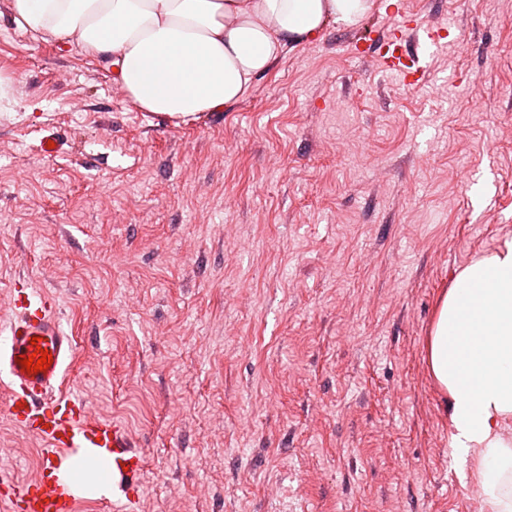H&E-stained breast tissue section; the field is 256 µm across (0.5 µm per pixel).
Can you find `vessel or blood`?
Here are the masks:
<instances>
[{
	"label": "vessel or blood",
	"instance_id": "1",
	"mask_svg": "<svg viewBox=\"0 0 512 512\" xmlns=\"http://www.w3.org/2000/svg\"><path fill=\"white\" fill-rule=\"evenodd\" d=\"M442 40V26L422 28L406 14L379 46L377 57L383 68L414 84L426 72L421 58ZM12 311L0 330L6 336L0 342V385L8 392L1 409L12 422L45 442L46 448L35 478L9 486L0 494V502L9 503L11 512H76L83 497L69 479V471L76 458L98 448L112 461L101 479L112 487L113 512H139L144 452L125 425L93 417L84 397L62 393L76 344L51 300L23 286L13 298ZM39 348L47 350L53 362L46 370L27 372L21 361Z\"/></svg>",
	"mask_w": 512,
	"mask_h": 512
}]
</instances>
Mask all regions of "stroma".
<instances>
[{
    "label": "stroma",
    "mask_w": 512,
    "mask_h": 512,
    "mask_svg": "<svg viewBox=\"0 0 512 512\" xmlns=\"http://www.w3.org/2000/svg\"><path fill=\"white\" fill-rule=\"evenodd\" d=\"M370 3L177 122L0 0V322L17 280L55 297L70 390L145 450L140 512H468L427 345L512 239V0ZM399 8L464 37L416 85L355 53ZM42 448L0 414V475Z\"/></svg>",
    "instance_id": "35a3bbf8"
}]
</instances>
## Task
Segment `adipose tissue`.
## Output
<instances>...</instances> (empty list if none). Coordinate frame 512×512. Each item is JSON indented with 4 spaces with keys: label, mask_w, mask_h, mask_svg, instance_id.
I'll use <instances>...</instances> for the list:
<instances>
[{
    "label": "adipose tissue",
    "mask_w": 512,
    "mask_h": 512,
    "mask_svg": "<svg viewBox=\"0 0 512 512\" xmlns=\"http://www.w3.org/2000/svg\"><path fill=\"white\" fill-rule=\"evenodd\" d=\"M369 0H15L34 33L81 45L146 112L185 120L236 102L288 48L356 25ZM452 446L486 512H512V240L459 271L428 341Z\"/></svg>",
    "instance_id": "ef3b65f1"
}]
</instances>
